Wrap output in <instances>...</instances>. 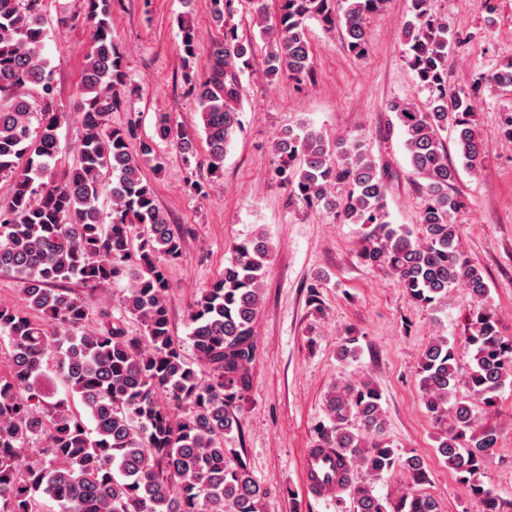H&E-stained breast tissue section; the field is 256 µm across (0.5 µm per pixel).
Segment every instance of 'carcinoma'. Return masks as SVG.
<instances>
[{
	"mask_svg": "<svg viewBox=\"0 0 512 512\" xmlns=\"http://www.w3.org/2000/svg\"><path fill=\"white\" fill-rule=\"evenodd\" d=\"M236 0H211L224 29L208 53L202 77L192 73L198 35L191 13L177 17L187 92L195 96L206 149L174 127L167 112L155 134L137 138L135 124H109L126 86L119 52L109 36L110 0H86L83 20L93 29L76 108L84 134L77 163L57 172L58 134L68 113L55 107L53 72L42 54L43 0H0V177L11 193L0 207V272L23 283V305L0 306V335L11 353L0 372V512H263L265 490L246 464L230 458L224 438L239 427L251 386L255 323L272 246L263 236L233 248L224 271L188 310V360L172 335L166 295L169 267L183 252L155 198L142 165L161 167L159 144L174 147L186 164L218 175L241 129L237 105L241 73L253 45L229 25ZM430 0H411L406 25L407 62L430 93L425 104L394 100L389 111L404 138L411 172L425 180L427 200L417 229L395 224L386 207V179L363 138H333L308 124L276 139L277 174L291 204L321 208L360 225L359 254L371 269L391 274L410 301L439 309L448 291L470 295L471 334L466 366L445 336L432 338L419 362L423 402L439 431L437 450L448 469L483 504L500 512L499 499L480 475L496 445L481 414L497 407L512 376V337L487 305L483 274L462 250L455 216L466 201L454 192L458 169L448 160L443 133L465 164L480 163L471 99L448 84L454 40L430 14ZM385 0H278L274 15L255 8L265 38V74L298 83L314 78L307 21L341 31L347 49L367 50V26ZM112 203L101 220L103 195ZM143 225L132 238L131 228ZM126 279L119 306L141 322L131 336L123 317L101 313L89 326L88 297L66 284L90 289ZM62 380L80 408L56 398ZM465 387L469 395L460 394ZM326 421L318 449L337 457L336 490L351 512H438L417 490L397 501L376 495L371 483L400 467L413 483L426 481L417 456L398 457L384 440L380 390L366 380L333 387L325 397ZM38 439L37 456L25 455ZM360 471L367 481L356 482Z\"/></svg>",
	"mask_w": 512,
	"mask_h": 512,
	"instance_id": "carcinoma-1",
	"label": "carcinoma"
}]
</instances>
